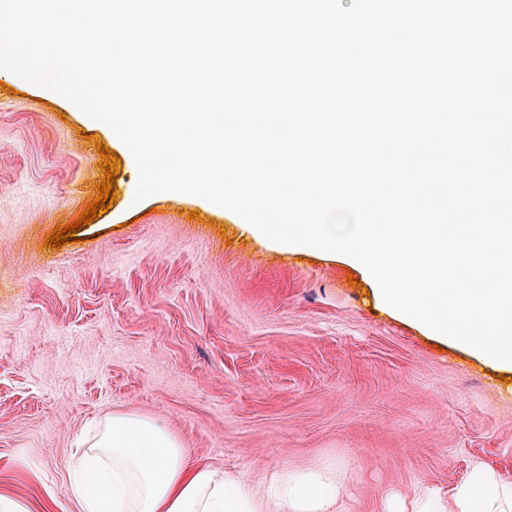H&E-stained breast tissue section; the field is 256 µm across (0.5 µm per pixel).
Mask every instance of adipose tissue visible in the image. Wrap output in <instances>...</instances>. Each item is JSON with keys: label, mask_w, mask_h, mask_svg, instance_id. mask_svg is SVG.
<instances>
[{"label": "adipose tissue", "mask_w": 512, "mask_h": 512, "mask_svg": "<svg viewBox=\"0 0 512 512\" xmlns=\"http://www.w3.org/2000/svg\"><path fill=\"white\" fill-rule=\"evenodd\" d=\"M68 492L78 512H332L340 482L325 463L283 472L254 491L244 473L194 462L153 420L115 414L75 456ZM388 512H512V483L478 465L449 498L422 487Z\"/></svg>", "instance_id": "adipose-tissue-1"}]
</instances>
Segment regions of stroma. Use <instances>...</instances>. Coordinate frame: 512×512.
<instances>
[{
	"label": "stroma",
	"instance_id": "obj_1",
	"mask_svg": "<svg viewBox=\"0 0 512 512\" xmlns=\"http://www.w3.org/2000/svg\"><path fill=\"white\" fill-rule=\"evenodd\" d=\"M118 198L60 249L44 242ZM137 167L109 127L0 74V495L77 512L76 437L146 417L200 462L265 482L336 460L335 512L449 495L474 465L512 483V382L397 318L342 258L297 253L235 213L175 192L135 201Z\"/></svg>",
	"mask_w": 512,
	"mask_h": 512
}]
</instances>
